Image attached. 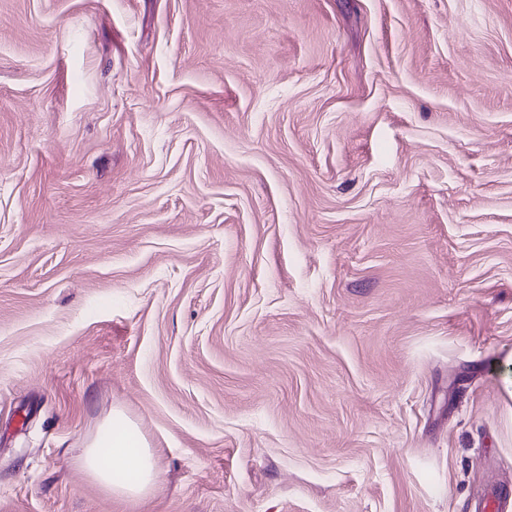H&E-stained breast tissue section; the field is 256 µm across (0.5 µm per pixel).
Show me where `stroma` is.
I'll return each mask as SVG.
<instances>
[{
  "label": "stroma",
  "instance_id": "stroma-1",
  "mask_svg": "<svg viewBox=\"0 0 512 512\" xmlns=\"http://www.w3.org/2000/svg\"><path fill=\"white\" fill-rule=\"evenodd\" d=\"M147 501L80 465L113 410ZM512 512V0H0V512Z\"/></svg>",
  "mask_w": 512,
  "mask_h": 512
}]
</instances>
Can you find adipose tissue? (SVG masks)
I'll use <instances>...</instances> for the list:
<instances>
[{
    "label": "adipose tissue",
    "mask_w": 512,
    "mask_h": 512,
    "mask_svg": "<svg viewBox=\"0 0 512 512\" xmlns=\"http://www.w3.org/2000/svg\"><path fill=\"white\" fill-rule=\"evenodd\" d=\"M80 465L102 489L129 502L146 500L159 480L149 442L138 425L119 410L91 437Z\"/></svg>",
    "instance_id": "ef3b65f1"
}]
</instances>
